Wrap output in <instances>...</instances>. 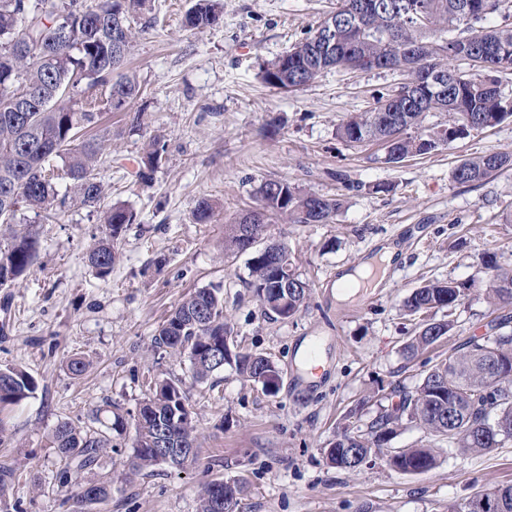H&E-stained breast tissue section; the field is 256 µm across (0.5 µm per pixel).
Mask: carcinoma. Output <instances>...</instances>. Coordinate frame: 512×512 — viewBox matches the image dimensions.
Segmentation results:
<instances>
[{
    "instance_id": "cac0c4a2",
    "label": "carcinoma",
    "mask_w": 512,
    "mask_h": 512,
    "mask_svg": "<svg viewBox=\"0 0 512 512\" xmlns=\"http://www.w3.org/2000/svg\"><path fill=\"white\" fill-rule=\"evenodd\" d=\"M336 0L334 13L359 8V16L338 27L336 50L331 55L316 50L311 29L286 54L262 71L269 86L296 91L332 68L357 70L363 63L391 64L404 76L398 89L379 93L374 107L343 120L336 134L351 146L376 142L389 149L386 161L398 163L408 157L430 154L472 131L493 127L512 118V95L506 94L493 73L512 67V0ZM149 9V0H0V279L15 283L30 269L38 238L30 231L13 228L23 223L22 211L57 219L70 202L95 209L104 196L98 165L110 145L102 135L83 134L94 128L101 116L103 98L110 109L123 111L141 95L133 74L112 79L130 53L136 37L132 23ZM224 13V0H197L186 12L185 24L193 29L214 25ZM494 14L502 23L488 26ZM28 40L26 53L16 51L15 39ZM469 66L451 69L445 61ZM37 90L42 98L31 112H15L16 99ZM402 108L401 125L383 126L378 117ZM427 112H446L452 123L441 129L421 130ZM164 147L155 141L141 159L143 167L156 169ZM63 161L71 194H59L47 165ZM512 167V155L493 152L463 160L452 171L454 182L475 186L498 171ZM277 193L265 197L257 189L263 225L278 220L290 224H328L340 207L339 200L304 193L283 180H269ZM242 213L224 225V254L243 248ZM137 214L123 203L112 204L103 214V235L88 250V262L99 279L112 273L118 244ZM289 290L263 249L255 250L249 262V286L267 314L285 320L297 314L309 297V284L293 266L286 245ZM471 285L454 280L430 281L414 289L405 301L409 314L450 309ZM493 300H512V271H498L486 288ZM453 329L451 321L430 320L404 350L414 359ZM224 294L219 287L201 288L186 296L161 325L153 347L166 353L188 356L193 376L206 380L232 364L239 376L263 387L272 385L278 369L267 356L235 351L224 360L206 357L211 341L224 336ZM163 380L149 386L151 394L142 404L135 422L132 466H161L152 444L161 426L171 429L170 447L185 448L196 456L195 425L184 390ZM36 388L34 379L15 367L0 369V409L15 405ZM98 412L105 430H84L68 421L59 423L52 444L68 466L89 472L97 465L111 440L107 431H121L123 417L105 403ZM416 421L433 436L448 438V447L486 453L512 441V332H501L482 342L473 340L448 353L431 367L412 391L401 393L399 402L383 409L369 431L346 430L325 449L328 462L338 468H359L371 455L381 454L388 466L407 473H423L437 463L430 446L397 451L387 443L403 421ZM99 502L110 495V484L89 478L74 485L70 499L87 505V491ZM242 483L222 510L204 488L198 512H238ZM448 512H512V486L479 492Z\"/></svg>"
}]
</instances>
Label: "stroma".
Masks as SVG:
<instances>
[{
	"label": "stroma",
	"instance_id": "stroma-1",
	"mask_svg": "<svg viewBox=\"0 0 512 512\" xmlns=\"http://www.w3.org/2000/svg\"><path fill=\"white\" fill-rule=\"evenodd\" d=\"M192 0H152L150 24L124 70L142 95L124 112H104L112 152L98 169L104 205L127 204L128 226L111 275L98 279L87 260L102 235L98 212L72 205L37 225L39 249L28 274L0 287V368L19 366L37 382L31 397L0 413V512H74L59 486L66 468L52 435L59 422L94 427L105 402L133 419L153 379L181 381L197 424L196 459L182 469L133 470V430L111 432L94 469L111 495L88 512H198L213 480L244 485L241 512H448L494 486L512 485V442L488 454L449 447L419 423L404 422L393 448L432 446L437 465L403 474L371 458L357 470L328 464L325 448L359 408L367 431L381 406L413 390L424 370L451 348L512 332V302L489 299L496 269H512V167L474 187L452 179L472 156L512 154V119L431 154L384 162L375 146L350 147L336 135L343 118L369 110L401 81L388 70L325 71L285 92L266 85L262 68L287 52L336 0H224V17L202 30L183 28ZM140 130L129 134L131 120ZM166 152L139 176L148 143ZM341 200L328 224L277 223L296 269L311 285L295 316L265 314L248 285L249 253L224 255V224L254 207L262 181ZM388 191H379V184ZM214 207L199 224L200 199ZM391 244L398 258L383 284L336 298L337 271L361 266ZM429 279L470 283L452 311L451 336L407 360L403 349L418 317L405 300ZM221 286L231 344L271 357L282 373L277 393L241 380L234 366L195 381L187 356L155 351L152 339L193 290ZM321 337L324 367L291 383L297 350ZM88 362L73 375L69 358Z\"/></svg>",
	"mask_w": 512,
	"mask_h": 512
}]
</instances>
